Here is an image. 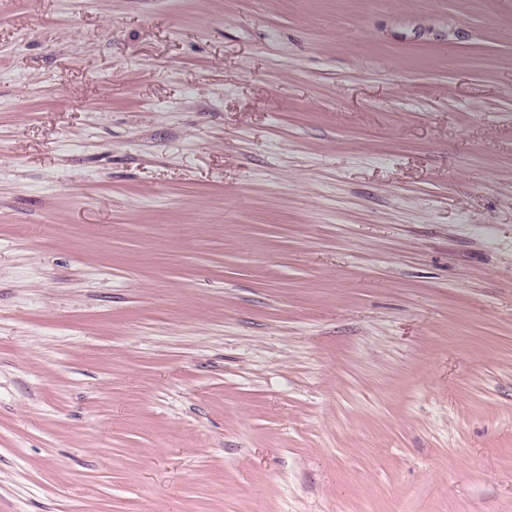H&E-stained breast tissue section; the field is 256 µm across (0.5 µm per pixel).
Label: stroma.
Masks as SVG:
<instances>
[{
	"label": "stroma",
	"instance_id": "stroma-1",
	"mask_svg": "<svg viewBox=\"0 0 512 512\" xmlns=\"http://www.w3.org/2000/svg\"><path fill=\"white\" fill-rule=\"evenodd\" d=\"M0 512H512V0H0Z\"/></svg>",
	"mask_w": 512,
	"mask_h": 512
}]
</instances>
